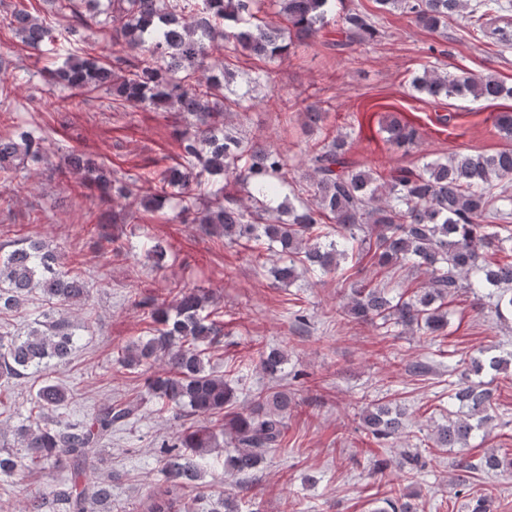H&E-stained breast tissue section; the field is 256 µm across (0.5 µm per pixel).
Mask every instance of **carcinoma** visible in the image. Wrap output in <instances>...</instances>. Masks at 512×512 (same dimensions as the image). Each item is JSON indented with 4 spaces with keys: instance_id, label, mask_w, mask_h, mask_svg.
<instances>
[{
    "instance_id": "cac0c4a2",
    "label": "carcinoma",
    "mask_w": 512,
    "mask_h": 512,
    "mask_svg": "<svg viewBox=\"0 0 512 512\" xmlns=\"http://www.w3.org/2000/svg\"><path fill=\"white\" fill-rule=\"evenodd\" d=\"M344 0H45L50 12L65 18L70 53L64 65L37 72L49 87L77 89L83 94L112 93L117 108L152 106L182 115L187 128L176 136L177 162L158 171L117 175L82 154L72 152L59 174H76L81 185L97 188L112 199L139 202L147 211L168 207L182 224H200L226 244H249L272 251L279 265L269 273L278 283L354 270L344 289V312L358 324L390 332L442 333L448 326V298L463 291L477 304L512 317V146L495 153L451 154L422 164L400 165L381 172L360 167L349 156L343 134L325 130L320 103L303 106L306 125L320 133L307 154L302 179L280 196L288 182V157L277 149L241 135L229 116L251 108L252 97L231 85L238 76L239 56L273 62L295 51L330 26L344 39L339 47L363 44L378 33L377 16L341 8ZM382 13L400 11L429 31L445 30L457 16L470 17L474 33L512 46V19L502 0H375ZM276 8L283 20L272 25L259 17ZM110 36L117 47L104 61L78 55L91 26ZM7 26L29 47L54 50L51 26L24 9L13 10ZM222 49L215 58L212 50ZM444 51L431 45V60L420 65L411 87L433 99L495 100L512 97L493 75L440 68ZM386 143L407 155L418 145V131L397 114L382 122ZM47 138L19 124L0 137V183L13 184L25 163L39 162ZM156 182L155 193L140 197V183ZM113 254L127 255L142 247L153 269L167 268L169 250L142 233L107 235L103 226L88 228ZM61 252L40 239L0 254V315L18 314L30 294L42 296L44 309L28 330L16 335L0 326V379H23L50 363L69 360L78 325L70 310L88 304L93 283L76 268L60 267ZM369 260L386 278L420 271L427 279L414 287L397 281L391 294L383 282L362 278ZM209 295L183 287L166 305L141 301L148 320L146 335L117 351L123 371L145 376L139 397L105 403L90 422L62 425L49 417L66 406L68 393L45 380L32 400L26 422L15 429L20 451L0 449V476H23L48 465H63L69 478L27 495L25 512H50L57 504L67 512H93L112 500V485L94 476L99 447L112 428L136 419L143 404L179 410L180 429L159 447L165 486L142 502V512H187L180 492L200 488L201 461L221 447L219 434L198 423L215 418L231 436L234 454L225 465L238 474L256 470L263 454L286 441L293 398L277 388L251 395L244 412L224 409L236 390L207 369L208 350L220 343L223 323L207 312ZM512 361L501 356L473 358L476 376L501 371ZM162 372L151 375L155 364ZM288 363L285 347L259 351V366L271 377ZM448 397L458 409L431 430L442 448H463L497 418L495 392L481 380L448 382ZM371 443L387 448L408 433L398 405L371 402L361 408ZM460 471L512 470V457L488 454L478 462L460 459ZM371 512H416L403 497H388Z\"/></svg>"
}]
</instances>
